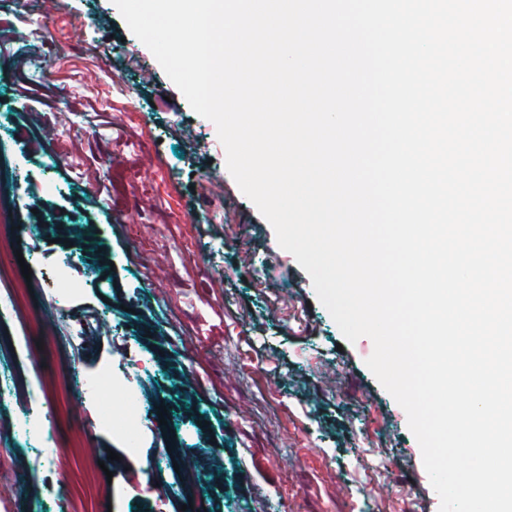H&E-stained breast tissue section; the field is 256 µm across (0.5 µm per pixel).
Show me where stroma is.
Segmentation results:
<instances>
[{
  "mask_svg": "<svg viewBox=\"0 0 512 512\" xmlns=\"http://www.w3.org/2000/svg\"><path fill=\"white\" fill-rule=\"evenodd\" d=\"M63 261L84 289L60 303ZM309 280L112 0H0V289L21 307L0 320V512H438L372 340L346 342ZM76 350L84 372L111 368V396L71 390ZM34 377L48 470L14 432ZM125 384L144 401L133 455L122 422L92 425Z\"/></svg>",
  "mask_w": 512,
  "mask_h": 512,
  "instance_id": "1",
  "label": "stroma"
}]
</instances>
